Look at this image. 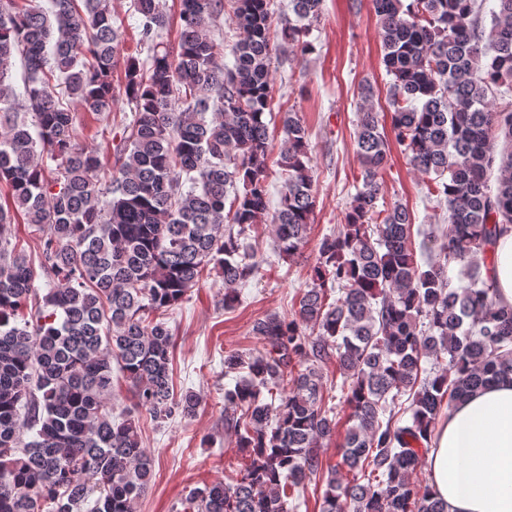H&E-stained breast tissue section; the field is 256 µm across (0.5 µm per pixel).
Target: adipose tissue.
<instances>
[{"label": "adipose tissue", "instance_id": "obj_1", "mask_svg": "<svg viewBox=\"0 0 512 512\" xmlns=\"http://www.w3.org/2000/svg\"><path fill=\"white\" fill-rule=\"evenodd\" d=\"M493 275L512 306V225H502ZM430 485L447 512H512V380L458 404L427 458Z\"/></svg>", "mask_w": 512, "mask_h": 512}]
</instances>
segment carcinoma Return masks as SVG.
Here are the masks:
<instances>
[{"label":"carcinoma","instance_id":"cac0c4a2","mask_svg":"<svg viewBox=\"0 0 512 512\" xmlns=\"http://www.w3.org/2000/svg\"><path fill=\"white\" fill-rule=\"evenodd\" d=\"M48 2L0 0V184L11 192L0 205V512H84L92 496L90 512H137L153 478L137 413L162 422L199 406L174 395L166 312L209 268L223 275L224 307L238 304L236 286L259 269L250 231L267 215L280 258L307 243L309 130L295 112L284 119L271 212L266 113L273 57L314 51L323 0H289L277 43L268 0H231V67L210 35L224 0H181L175 48L160 0H134L147 56L124 61L111 0ZM371 2L395 140L430 178L427 197L448 201V227L423 241L438 260L417 262L406 205L377 209L389 144L380 113L364 108L361 186L320 241L311 285L290 318L254 324L263 349L224 352L235 374L224 420L241 459L184 512H293L316 479L321 512H447L415 479L441 415L512 376V307L491 275L500 225L512 224V104L493 105L512 87V0H494L488 27L478 0ZM120 65L135 118L106 170L76 140L59 91L102 115ZM17 215L39 243L36 264L12 242ZM454 262L468 285L452 286ZM333 362L349 414L340 461L325 467L320 447L339 423L323 396ZM114 368L133 399L118 414Z\"/></svg>","mask_w":512,"mask_h":512}]
</instances>
